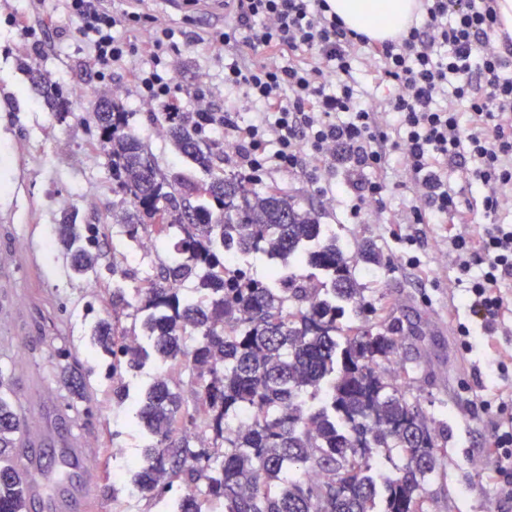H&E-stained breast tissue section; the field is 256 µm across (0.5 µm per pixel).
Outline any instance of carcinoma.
I'll use <instances>...</instances> for the list:
<instances>
[{
	"mask_svg": "<svg viewBox=\"0 0 512 512\" xmlns=\"http://www.w3.org/2000/svg\"><path fill=\"white\" fill-rule=\"evenodd\" d=\"M60 118L70 114L64 87L37 84ZM98 142L119 202L112 218L132 241L176 236L174 252L159 261L130 303L112 292V310L96 321L95 352L112 372L134 369L148 352L158 364L177 363L184 376L163 371L131 413L150 444L136 475L141 497L156 501L181 490L174 512H425L426 486L442 469L438 448L446 434L419 403L406 397L390 365L404 339L400 321L373 322L375 302L358 265L383 264L366 242L348 255L326 236L318 211L273 187L256 189L216 163L212 143L199 133L195 113L164 123L176 150L206 178L169 176L129 127V115L110 101L92 113ZM106 224L64 217L55 247L80 279L97 271ZM316 246L307 251L310 243ZM295 257L323 271L327 281L295 271L256 279L224 262V247ZM196 282L207 299L186 297ZM364 318L341 345L339 319ZM147 345L123 344L142 320ZM72 402L92 403L90 374L61 366ZM326 391L309 406L302 395ZM254 414L245 434L229 421ZM22 420L0 373V512H26L22 479L13 471ZM398 452L403 464L378 489L372 461ZM328 475L312 482L303 473Z\"/></svg>",
	"mask_w": 512,
	"mask_h": 512,
	"instance_id": "obj_1",
	"label": "carcinoma"
}]
</instances>
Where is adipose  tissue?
I'll return each mask as SVG.
<instances>
[{
  "mask_svg": "<svg viewBox=\"0 0 512 512\" xmlns=\"http://www.w3.org/2000/svg\"><path fill=\"white\" fill-rule=\"evenodd\" d=\"M348 27L375 41L396 37L414 19L418 0H329Z\"/></svg>",
  "mask_w": 512,
  "mask_h": 512,
  "instance_id": "1",
  "label": "adipose tissue"
}]
</instances>
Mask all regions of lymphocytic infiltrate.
Returning <instances> with one entry per match:
<instances>
[{"label": "lymphocytic infiltrate", "instance_id": "obj_1", "mask_svg": "<svg viewBox=\"0 0 512 512\" xmlns=\"http://www.w3.org/2000/svg\"><path fill=\"white\" fill-rule=\"evenodd\" d=\"M233 21L208 42L224 48L223 110L195 111L204 136L246 180L308 177L352 218L382 215L393 157L403 160L406 209L444 224L455 285L465 290L463 353L471 336L512 334V42L498 43L496 0H420L422 24L375 42L345 26L328 0H231ZM100 78L129 71L143 105L167 120L184 110L173 56L180 27L105 0H63ZM392 86L377 100L372 84ZM344 184L333 179L335 168ZM491 429V476L512 499V414L480 400Z\"/></svg>", "mask_w": 512, "mask_h": 512}]
</instances>
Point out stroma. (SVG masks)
Here are the masks:
<instances>
[{
    "label": "stroma",
    "instance_id": "stroma-1",
    "mask_svg": "<svg viewBox=\"0 0 512 512\" xmlns=\"http://www.w3.org/2000/svg\"><path fill=\"white\" fill-rule=\"evenodd\" d=\"M20 0H0V335L23 343L22 354L0 357V372L8 378L13 395L27 394L32 404L28 430L34 435L44 465L56 469L61 453L75 437L101 442L100 465H111L112 448L121 445V466L142 459L149 443L140 426L129 425L127 411L140 400L157 374L153 361L125 373L124 403L112 401L110 362L96 355L90 334L105 303L99 293L121 289L134 297L144 287L150 264H134L129 276L113 273L111 259H103L92 286L75 279L62 256L45 250L55 238L64 212L74 211L79 222L108 224L117 196L100 147L86 118L102 97L121 100L133 112L132 129L148 144L155 162L168 175L188 173L168 138L154 134L156 112L141 105L116 69L111 79L98 80L96 69L77 42L74 29L58 0L30 6L34 38L20 39L8 22L11 7ZM145 11L184 30L207 36L223 31L229 21L223 6L202 0L192 7H176L171 0H145ZM28 60L33 71L48 81L86 87L93 96L74 102L66 120H58L36 94L30 73L18 63ZM175 76L187 107L197 97L216 107L224 105V54L202 43L181 46L174 60ZM391 192L383 217L354 219L315 194L303 175L288 172L262 174L260 187L272 186L315 200L321 222L340 245L355 253L373 241L386 264L374 269L368 284L379 317H395L414 331L401 349L405 361L398 381L407 398L419 401L426 414L448 427L444 476L428 487L430 512H512V500L500 498L485 466L490 431L484 417L469 413L475 395L512 405V383L484 369L488 360L512 356V335L492 339L480 336L471 354H462L454 321L448 315L452 295L448 280L453 272L441 262L442 225L422 227L425 245L419 267L408 268L404 244L407 233L405 193L401 168L387 175ZM77 370L94 367L90 382L97 396L91 410L75 412L67 406V391L59 379L60 354Z\"/></svg>",
    "mask_w": 512,
    "mask_h": 512
}]
</instances>
